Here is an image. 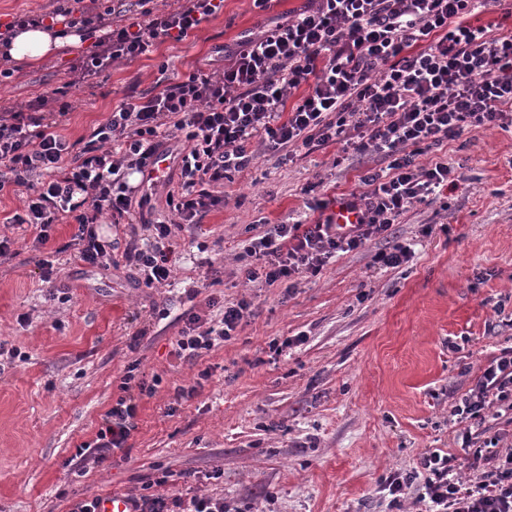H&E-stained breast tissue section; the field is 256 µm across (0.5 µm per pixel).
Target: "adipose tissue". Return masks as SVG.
<instances>
[{
  "label": "adipose tissue",
  "instance_id": "1",
  "mask_svg": "<svg viewBox=\"0 0 512 512\" xmlns=\"http://www.w3.org/2000/svg\"><path fill=\"white\" fill-rule=\"evenodd\" d=\"M82 43L81 36L62 34L60 26L41 25L14 31L8 44L0 50L14 61L35 65L78 48Z\"/></svg>",
  "mask_w": 512,
  "mask_h": 512
}]
</instances>
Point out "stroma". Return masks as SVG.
Masks as SVG:
<instances>
[{
  "instance_id": "stroma-1",
  "label": "stroma",
  "mask_w": 512,
  "mask_h": 512,
  "mask_svg": "<svg viewBox=\"0 0 512 512\" xmlns=\"http://www.w3.org/2000/svg\"><path fill=\"white\" fill-rule=\"evenodd\" d=\"M305 0H224V9L181 42L113 66L97 83L70 84L81 57L68 51L36 66L13 64L0 104L21 107L67 87L57 131L76 141L103 122L125 93L222 68L217 49L299 11ZM331 144L283 161L259 154L224 182V201L198 235L175 240L169 284L147 286L128 266L117 234L112 263L73 259L76 225L58 224L33 247L11 223L19 205L0 191V232L17 255L0 264V512H72L81 499L194 488L223 497L231 512H412L394 506L386 477L415 467L427 449L461 454L454 405L482 368L512 347V126L479 128L419 156L443 161L457 189L420 204L370 248L332 258L291 286L247 283L241 259L255 224L310 223L307 204L359 190L378 156L341 160ZM410 245L398 268L372 265L389 243ZM56 279L44 282L39 260ZM222 273L204 287V262ZM247 299L253 314L231 340L196 360L173 343L208 297ZM304 334L283 354L273 346ZM159 375L138 401V428L122 452L81 461L130 365ZM211 370L208 381L198 379ZM179 386L194 387L176 399ZM169 470L173 484L155 485Z\"/></svg>"
}]
</instances>
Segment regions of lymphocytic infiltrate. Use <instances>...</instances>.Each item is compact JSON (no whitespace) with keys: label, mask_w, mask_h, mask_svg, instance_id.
<instances>
[{"label":"lymphocytic infiltrate","mask_w":512,"mask_h":512,"mask_svg":"<svg viewBox=\"0 0 512 512\" xmlns=\"http://www.w3.org/2000/svg\"><path fill=\"white\" fill-rule=\"evenodd\" d=\"M135 2L133 13L126 0H97L78 12L73 0H57L54 14L66 28L95 39L94 51L72 69L76 81L97 78L103 63L147 57L163 41L185 40L221 7L220 0H177L170 9ZM500 2L306 0L293 17L243 36L222 69L126 95L77 145L56 131L57 116L69 108L63 89L23 109L2 110L0 190L14 187L22 202L11 221L27 225L41 246L53 225H77L75 260L103 265L112 242L96 227L119 224L129 213L128 176L150 174L158 159L173 157L180 175L168 200L174 220L152 225V248L131 240L124 253L147 284H160L172 274L170 237L197 231L221 203L215 187L256 159L251 139L283 160L330 144L380 156L385 168L363 173L362 191L340 200L357 213V223H337L328 201L317 200L309 205L318 214L313 223L272 225L246 249L250 282L270 287L318 273L337 253L387 237L414 204L456 189L447 163L424 166L418 156L473 127L512 126V35L467 22L474 11ZM169 138L182 143L176 154L165 146ZM251 313L241 299L224 304L207 327L199 315H186L175 355L201 357L229 341ZM153 387L127 369L122 394L102 415L91 443L99 455L126 447L137 428V396ZM496 405L512 410V347L490 360L454 413L476 420ZM461 439L465 458L427 450L412 471L386 478L385 490L396 501L415 499L424 512H512V448L474 447L469 431ZM465 468L472 473L467 482ZM134 503L137 512H224L223 499L198 492L142 494Z\"/></svg>","instance_id":"1"}]
</instances>
